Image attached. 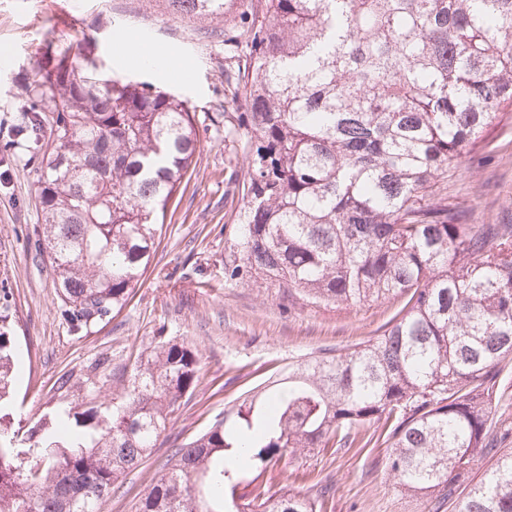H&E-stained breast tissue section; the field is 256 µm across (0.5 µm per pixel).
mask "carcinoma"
<instances>
[{"instance_id":"obj_1","label":"carcinoma","mask_w":512,"mask_h":512,"mask_svg":"<svg viewBox=\"0 0 512 512\" xmlns=\"http://www.w3.org/2000/svg\"><path fill=\"white\" fill-rule=\"evenodd\" d=\"M167 2L249 19L224 29L244 56L224 102L247 107L224 134L254 142L224 278L313 306L404 304L376 338L245 391L174 449L137 512H321V495L270 493L274 466L376 424L389 474L434 512H512V451L473 478L512 354V224H464L445 203L462 156L512 108V0ZM91 45L43 41L21 126L38 159L34 246L76 334L128 302L200 143L186 100L100 77ZM22 366L1 314L0 512H98L200 372L193 349L156 338L121 389L104 381L21 437Z\"/></svg>"}]
</instances>
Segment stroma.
<instances>
[{
	"label": "stroma",
	"instance_id": "obj_1",
	"mask_svg": "<svg viewBox=\"0 0 512 512\" xmlns=\"http://www.w3.org/2000/svg\"><path fill=\"white\" fill-rule=\"evenodd\" d=\"M91 31L92 58L106 77L146 83L195 106L200 149L179 194L170 201L155 257L128 303L87 335L70 331L58 312L47 257L34 251L39 198L28 144L15 135L24 84L46 32L70 45ZM129 38L170 55L187 72L178 78L158 64L132 66L116 55ZM224 21L172 13L165 0H0V291L17 349L26 364L14 391L15 426L28 430L59 402L81 401L104 370L131 368L153 337L191 346L202 357L198 386L159 438L150 459L121 478L100 512H133L176 445L206 430L224 407L269 377L323 348L376 338L402 307L385 303L307 306L274 288L224 279V248L233 238L240 195L230 194L241 145L224 138V119L239 115L224 104ZM448 203L468 224H512V120L500 122L483 148L465 154L448 184ZM491 447L512 450V358L489 397ZM385 447L325 448L282 462L273 493L314 494L327 487L322 512H426L403 494L385 469Z\"/></svg>",
	"mask_w": 512,
	"mask_h": 512
}]
</instances>
